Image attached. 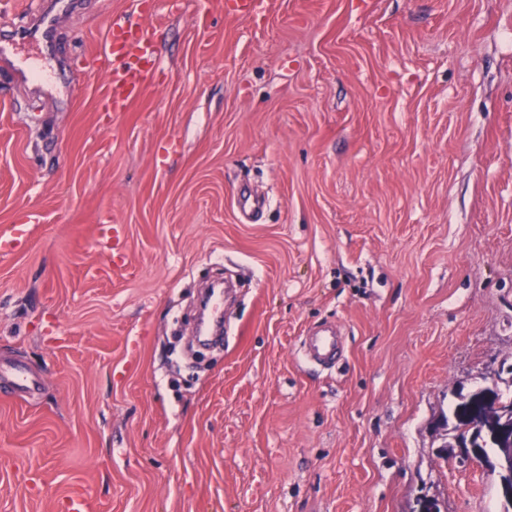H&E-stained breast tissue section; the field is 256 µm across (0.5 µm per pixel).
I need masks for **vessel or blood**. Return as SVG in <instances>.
Segmentation results:
<instances>
[{
	"mask_svg": "<svg viewBox=\"0 0 512 512\" xmlns=\"http://www.w3.org/2000/svg\"><path fill=\"white\" fill-rule=\"evenodd\" d=\"M209 4L225 15L248 17L259 10L261 0H209ZM72 6L73 0H52L50 7L31 20L27 28L0 36V55H7L20 47L38 53L47 49L60 18L69 13ZM155 44L152 26L131 22L122 16L109 22L105 42L93 57L103 69L106 111L121 114L143 97L158 72ZM99 243L105 250L122 254L126 247L124 226L101 225ZM344 336V328L339 324L316 327L305 336L302 355L316 365L333 366L342 355ZM38 386V378L23 366L15 365L6 370L0 368L1 393L27 396L33 394Z\"/></svg>",
	"mask_w": 512,
	"mask_h": 512,
	"instance_id": "b4317fda",
	"label": "vessel or blood"
}]
</instances>
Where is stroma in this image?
Wrapping results in <instances>:
<instances>
[{
	"label": "stroma",
	"mask_w": 512,
	"mask_h": 512,
	"mask_svg": "<svg viewBox=\"0 0 512 512\" xmlns=\"http://www.w3.org/2000/svg\"><path fill=\"white\" fill-rule=\"evenodd\" d=\"M81 2L50 93L0 62V233L30 239L0 252V367L40 380L0 396V512H502L436 424L512 395V0H183L118 116L83 57L138 0ZM230 266L223 345L177 364L174 316ZM326 322L330 371L298 352ZM261 2V0H210L208 5L209 8H217L228 16L248 17L259 10ZM99 244L105 250L119 256L125 252V228L122 224H101L99 228Z\"/></svg>",
	"instance_id": "1"
}]
</instances>
